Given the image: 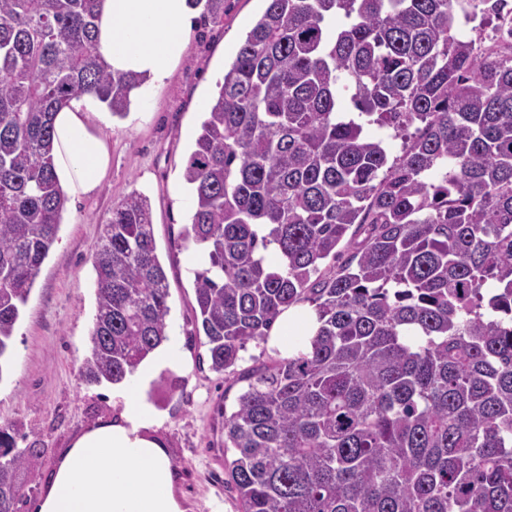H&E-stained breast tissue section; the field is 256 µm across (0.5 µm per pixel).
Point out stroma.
Instances as JSON below:
<instances>
[{"mask_svg": "<svg viewBox=\"0 0 512 512\" xmlns=\"http://www.w3.org/2000/svg\"><path fill=\"white\" fill-rule=\"evenodd\" d=\"M224 7L222 19L193 23L184 55L146 101L131 105L122 118L104 113L96 124L111 153L107 177L95 194L69 198L0 375V425L24 423L28 445L43 451L42 477L20 512H33L73 441L115 413L111 385H85L78 369L95 315L93 250L113 209L134 193L151 203L156 253L169 288V333L184 358L182 370H163L149 385V401L163 419L154 435L174 464L175 493L188 512H240L225 469L233 454L224 448V411L246 387L248 371L279 354L266 342H253L236 367L221 375L211 370L206 338L195 325V256L180 238L190 221L183 170L205 107L266 3L225 0Z\"/></svg>", "mask_w": 512, "mask_h": 512, "instance_id": "35a3bbf8", "label": "stroma"}]
</instances>
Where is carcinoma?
<instances>
[{
	"instance_id": "carcinoma-1",
	"label": "carcinoma",
	"mask_w": 512,
	"mask_h": 512,
	"mask_svg": "<svg viewBox=\"0 0 512 512\" xmlns=\"http://www.w3.org/2000/svg\"><path fill=\"white\" fill-rule=\"evenodd\" d=\"M99 2L0 0V376L68 202L54 116L92 95L122 118L143 83L96 55ZM266 2L184 170L211 369L293 305L318 316L308 351L249 374L224 415L241 512H512V45L460 31L488 0ZM354 225L356 252L323 266ZM92 265L79 375L118 384L168 341L146 196L112 209ZM26 439L0 426V512L40 478Z\"/></svg>"
}]
</instances>
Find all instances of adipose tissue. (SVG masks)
Here are the masks:
<instances>
[{
	"label": "adipose tissue",
	"mask_w": 512,
	"mask_h": 512,
	"mask_svg": "<svg viewBox=\"0 0 512 512\" xmlns=\"http://www.w3.org/2000/svg\"><path fill=\"white\" fill-rule=\"evenodd\" d=\"M97 55L113 73L133 72L144 83L132 93L140 101L182 57L192 25L187 0H101ZM54 169L67 195L95 193L110 167L105 137L91 114L75 101L54 118ZM318 327L312 307L284 311L268 344L295 356ZM182 363L177 340L158 348L137 371L117 384L112 402L118 419L95 424L72 444L49 479L36 512H186L174 492L173 463L151 436L155 423L146 387L161 368Z\"/></svg>",
	"instance_id": "adipose-tissue-1"
}]
</instances>
